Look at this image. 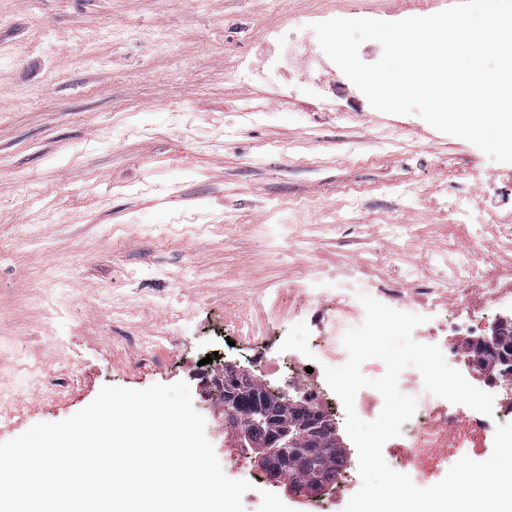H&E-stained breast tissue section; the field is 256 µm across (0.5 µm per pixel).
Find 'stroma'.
I'll return each instance as SVG.
<instances>
[{"label": "stroma", "instance_id": "stroma-1", "mask_svg": "<svg viewBox=\"0 0 512 512\" xmlns=\"http://www.w3.org/2000/svg\"><path fill=\"white\" fill-rule=\"evenodd\" d=\"M455 0H0V442L106 385L189 384L246 512H313L233 450L224 364L289 387L357 279L412 297L440 336L512 285V163L420 116L375 110L312 44L271 71L270 31L398 21ZM322 271L318 301L301 291ZM465 273L417 293L419 274ZM66 347L46 350L48 336Z\"/></svg>", "mask_w": 512, "mask_h": 512}]
</instances>
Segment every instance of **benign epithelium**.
<instances>
[{
    "label": "benign epithelium",
    "mask_w": 512,
    "mask_h": 512,
    "mask_svg": "<svg viewBox=\"0 0 512 512\" xmlns=\"http://www.w3.org/2000/svg\"><path fill=\"white\" fill-rule=\"evenodd\" d=\"M217 390L224 399V408L243 401H250L252 408L251 425L237 431L236 443L240 448L252 449L254 461L267 474L273 485L291 484L288 472V459L302 462L309 466L312 463L315 449L293 447L297 431L286 422H276L265 405L255 402L258 394L256 377L233 364L224 365V376L216 383ZM277 426H271V423ZM267 428L270 434L265 447H252V433Z\"/></svg>",
    "instance_id": "1"
}]
</instances>
